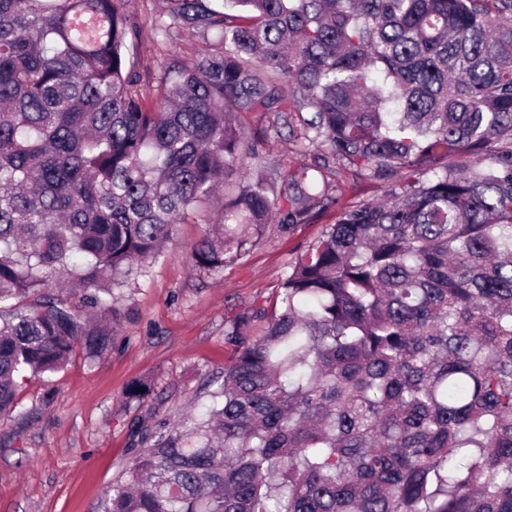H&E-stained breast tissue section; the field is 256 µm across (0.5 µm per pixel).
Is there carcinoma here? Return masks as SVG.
<instances>
[{"mask_svg":"<svg viewBox=\"0 0 512 512\" xmlns=\"http://www.w3.org/2000/svg\"><path fill=\"white\" fill-rule=\"evenodd\" d=\"M128 2L0 0V416L108 350L178 225L219 272L334 208L104 512H512V0H161L155 35L206 49L158 71ZM255 113L307 161L252 168ZM338 168L383 199L343 204Z\"/></svg>","mask_w":512,"mask_h":512,"instance_id":"obj_1","label":"carcinoma"}]
</instances>
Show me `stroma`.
<instances>
[{"mask_svg": "<svg viewBox=\"0 0 512 512\" xmlns=\"http://www.w3.org/2000/svg\"><path fill=\"white\" fill-rule=\"evenodd\" d=\"M158 5L130 2L142 24L133 57L155 70L201 45L181 32L160 41L150 26ZM335 219L328 209L310 224L270 225L246 257L218 273L186 262L202 227L180 225L165 258L131 276L111 350L95 360L75 353L50 378H30L14 413L0 419V512H103L106 490L132 459V422L175 423L207 403L210 382L231 363L225 328L272 298L295 256ZM139 379L151 381V400L126 402Z\"/></svg>", "mask_w": 512, "mask_h": 512, "instance_id": "1", "label": "stroma"}]
</instances>
